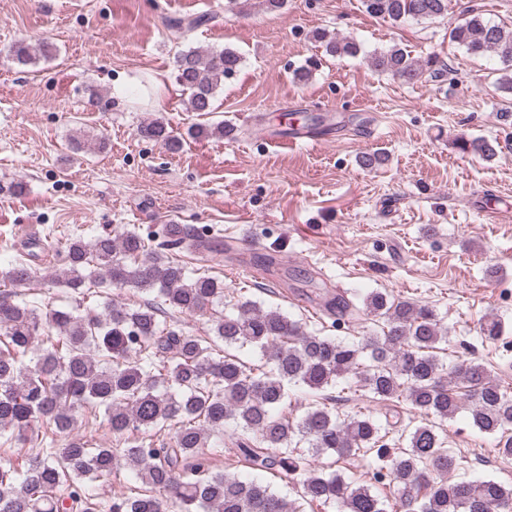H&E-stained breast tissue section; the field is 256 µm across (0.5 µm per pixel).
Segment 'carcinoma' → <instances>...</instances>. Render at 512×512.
Returning <instances> with one entry per match:
<instances>
[{
    "label": "carcinoma",
    "instance_id": "carcinoma-1",
    "mask_svg": "<svg viewBox=\"0 0 512 512\" xmlns=\"http://www.w3.org/2000/svg\"><path fill=\"white\" fill-rule=\"evenodd\" d=\"M365 11L392 24L448 16V0H362ZM452 42L473 56L491 55L503 64L501 89L512 92V28L487 21L474 11L452 26ZM332 57H356L361 45L326 30L313 34ZM54 47L26 41L10 54L22 66L48 59ZM241 54L188 47L173 59L176 79L189 111H214L221 82L234 75ZM373 70L405 84L429 71L439 78L447 66L438 58L419 61L394 44L369 55ZM139 134L176 150L180 140L158 119ZM193 138L222 137L224 124L197 123ZM464 154L491 159L498 143L460 137ZM191 246L219 253L188 224H165L153 235L134 230L119 235L81 236L65 246L63 283L89 296L105 284L129 286L149 296L130 308L112 301L101 313L73 307H41L19 298L33 278L23 262L0 272V438L38 441L34 425L45 421L63 439L25 465L0 457V512H305L302 504L332 505L336 512H512V487L495 480L448 481L460 466L446 448L436 420L461 408L452 384H467L472 425L500 435L498 453L512 457V391L485 366L463 361L447 369L437 345L447 340L432 308L409 300L392 301L371 292L358 305L343 297L325 302L320 314L333 320L373 316L379 330L357 342L320 336L273 307L246 299L237 313L212 320L206 336L172 327L161 315H203L224 302V283L206 275L189 277L170 251ZM503 327L494 318L480 326L482 340L495 342ZM260 351L256 366L229 352ZM33 353L35 363L24 358ZM355 385L378 401H406L433 420L413 426L406 446L389 447V429L371 413L340 417L325 391ZM303 385L320 395L297 422L288 420V388ZM91 411L114 435L141 437L114 448L69 437L76 415ZM236 448L238 458L259 477L248 481L211 466L208 448ZM374 454L373 480L390 481L394 500L373 484L349 481L332 469L340 460ZM330 459L316 469L313 459ZM130 469L141 486L97 497L90 483L118 469ZM270 473L297 480L300 499H290L260 478Z\"/></svg>",
    "mask_w": 512,
    "mask_h": 512
}]
</instances>
